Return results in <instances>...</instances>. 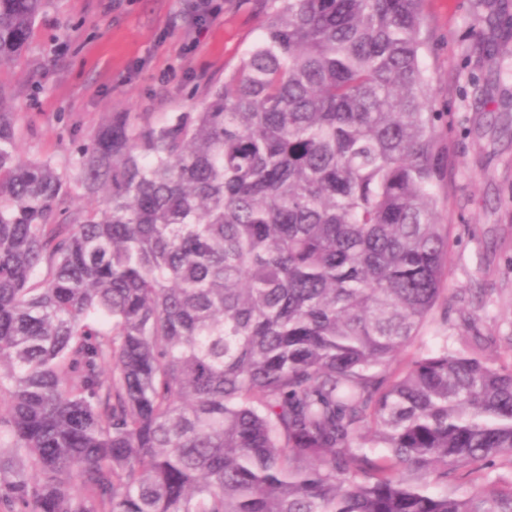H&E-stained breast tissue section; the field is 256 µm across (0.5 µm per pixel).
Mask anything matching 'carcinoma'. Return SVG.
<instances>
[{"label":"carcinoma","instance_id":"obj_1","mask_svg":"<svg viewBox=\"0 0 512 512\" xmlns=\"http://www.w3.org/2000/svg\"><path fill=\"white\" fill-rule=\"evenodd\" d=\"M49 2L0 0V73ZM424 26L277 0L200 111L62 161L0 81V512H512V336L402 358L448 263Z\"/></svg>","mask_w":512,"mask_h":512}]
</instances>
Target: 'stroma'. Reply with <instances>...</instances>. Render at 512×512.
<instances>
[{
  "label": "stroma",
  "instance_id": "stroma-1",
  "mask_svg": "<svg viewBox=\"0 0 512 512\" xmlns=\"http://www.w3.org/2000/svg\"><path fill=\"white\" fill-rule=\"evenodd\" d=\"M192 0H52L21 58L0 73L26 130L25 156L62 157L73 136L86 139L107 112L154 119L186 112L207 84L239 64L258 38L264 0H219L223 13L199 31ZM488 0H425L423 61L434 77L435 111L451 163L439 188L448 226L447 291L423 335L433 346L444 330L457 343L470 336L461 312H476L483 336L512 334V128L492 123L512 77H499L478 57ZM480 76L490 101L476 100Z\"/></svg>",
  "mask_w": 512,
  "mask_h": 512
}]
</instances>
